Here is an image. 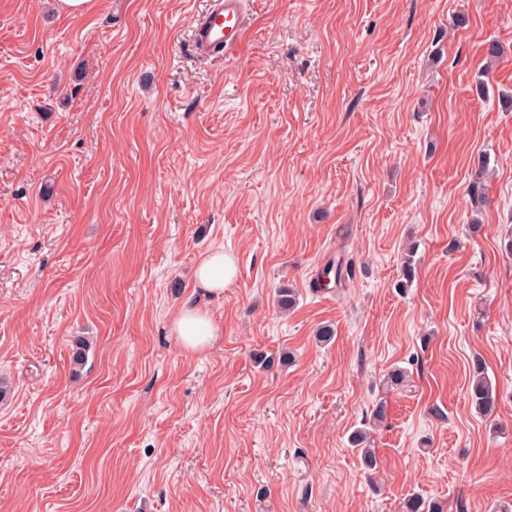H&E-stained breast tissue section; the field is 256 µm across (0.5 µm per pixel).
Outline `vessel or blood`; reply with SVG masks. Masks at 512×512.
Instances as JSON below:
<instances>
[{"mask_svg":"<svg viewBox=\"0 0 512 512\" xmlns=\"http://www.w3.org/2000/svg\"><path fill=\"white\" fill-rule=\"evenodd\" d=\"M247 30V0H209L192 30V52L213 59L237 48Z\"/></svg>","mask_w":512,"mask_h":512,"instance_id":"vessel-or-blood-1","label":"vessel or blood"}]
</instances>
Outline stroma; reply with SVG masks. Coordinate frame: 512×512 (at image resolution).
Returning a JSON list of instances; mask_svg holds the SVG:
<instances>
[{"instance_id": "obj_1", "label": "stroma", "mask_w": 512, "mask_h": 512, "mask_svg": "<svg viewBox=\"0 0 512 512\" xmlns=\"http://www.w3.org/2000/svg\"><path fill=\"white\" fill-rule=\"evenodd\" d=\"M207 5L0 0V512L512 507V0H249L241 44L199 61ZM220 248L236 274L208 297ZM186 303L219 330L196 351ZM382 400L372 481L349 436ZM235 276V265L232 258L219 249L208 253L197 265L194 274L196 288L202 294L218 296ZM172 326L184 347L189 350L202 348L217 336V329L208 313L197 307H182ZM468 396L471 404L484 416H491L496 407V393L492 381L485 372V365L480 356L471 361Z\"/></svg>"}]
</instances>
